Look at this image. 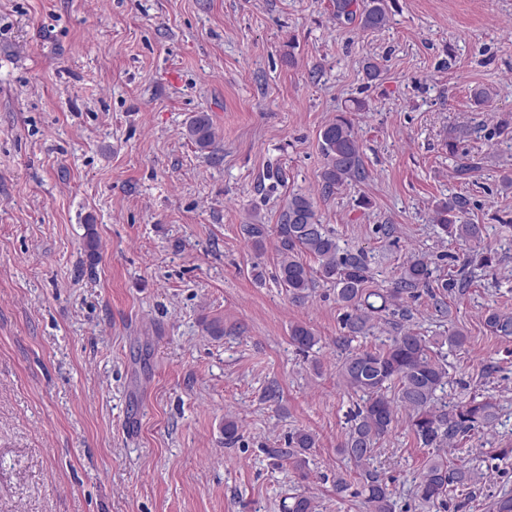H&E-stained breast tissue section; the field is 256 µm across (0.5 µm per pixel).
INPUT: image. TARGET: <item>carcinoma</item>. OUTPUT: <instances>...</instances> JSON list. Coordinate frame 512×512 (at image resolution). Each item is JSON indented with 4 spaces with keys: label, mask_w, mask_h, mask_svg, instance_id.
Here are the masks:
<instances>
[{
    "label": "carcinoma",
    "mask_w": 512,
    "mask_h": 512,
    "mask_svg": "<svg viewBox=\"0 0 512 512\" xmlns=\"http://www.w3.org/2000/svg\"><path fill=\"white\" fill-rule=\"evenodd\" d=\"M332 7L336 21L355 24L364 32L384 28L389 18L387 0H332ZM186 136L202 151L214 146L215 131L209 115L194 114L186 127ZM318 138L324 160L320 174L324 191L330 193L367 178L362 145L346 115H338L325 124ZM465 209V199L451 196L436 204L434 221L452 239L481 247V252L473 259L466 258L465 264L475 261L481 268H490L500 261L498 252L483 244L484 225L467 221ZM243 231L259 253L267 238L276 235L277 277L291 302H307L319 279L331 285L337 302L347 309L345 329L350 336L371 332L386 314L402 306L405 298L431 286V268L424 260L413 258L402 268L392 287H370L373 273L364 251L339 246L320 224L316 200L310 195H289L279 224L255 221L243 225ZM306 256L315 259L318 267L307 264ZM484 325L496 336L511 337L512 312L488 308ZM290 337L304 351L318 343L314 331L303 323L291 326ZM337 346L341 350L338 382L361 401L349 418L346 438L337 452L357 469L360 488L351 490V471L345 469L336 472L334 489L339 496L350 492L363 497L368 512L393 510L392 491L383 475L370 464L377 443L393 429L397 408L409 412V430L428 448L488 428L497 418L496 403L475 396L465 402L437 405L436 391L448 382V370L433 356L430 341L410 329L398 332L379 349H352L345 337L337 341ZM316 445V436L300 429L288 436V447L276 451V455L304 475L308 455ZM481 479L483 474L464 465L448 467V459L436 453L427 458L412 494L418 501L433 505L458 490L471 489Z\"/></svg>",
    "instance_id": "obj_1"
}]
</instances>
